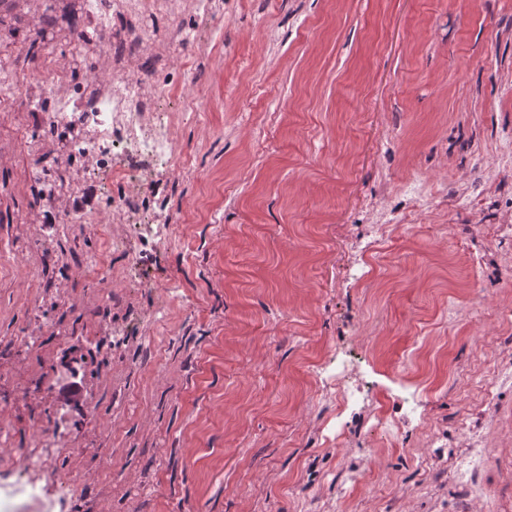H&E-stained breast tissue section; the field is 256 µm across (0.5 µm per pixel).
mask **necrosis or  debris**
<instances>
[{
	"instance_id": "obj_1",
	"label": "necrosis or debris",
	"mask_w": 512,
	"mask_h": 512,
	"mask_svg": "<svg viewBox=\"0 0 512 512\" xmlns=\"http://www.w3.org/2000/svg\"><path fill=\"white\" fill-rule=\"evenodd\" d=\"M25 8V40L35 45L41 77L19 74L14 58L1 54L0 112L22 102L36 114L34 130L22 132L33 160L25 178L56 211L59 236L72 224L95 231L112 222L157 249L175 244L186 218L162 190L175 175L198 173L177 146L168 106L177 101L208 111L198 76L222 43L214 20L223 0H66L52 12L45 0H27ZM160 14L179 23L162 55L153 27ZM99 176L122 183L123 192L102 211L73 207L83 184ZM70 449L55 428L41 427L35 450L16 462L32 477L0 485V512H20L28 503L55 512L75 486L55 472Z\"/></svg>"
}]
</instances>
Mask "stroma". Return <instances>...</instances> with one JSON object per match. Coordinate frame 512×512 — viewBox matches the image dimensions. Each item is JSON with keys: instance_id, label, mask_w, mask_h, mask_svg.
I'll return each mask as SVG.
<instances>
[{"instance_id": "obj_1", "label": "stroma", "mask_w": 512, "mask_h": 512, "mask_svg": "<svg viewBox=\"0 0 512 512\" xmlns=\"http://www.w3.org/2000/svg\"><path fill=\"white\" fill-rule=\"evenodd\" d=\"M228 2L212 109L176 121L200 173L166 186L181 241L139 243L156 292L87 277L125 269L102 233L21 223L37 189L0 131V442L30 447L37 420L76 440L60 512H459L465 417L482 512H512V388L488 415L476 385L512 352V0ZM379 204L397 224L376 240ZM332 349L366 414L323 400ZM47 360L53 399L17 406ZM404 362L420 421L369 432L404 413Z\"/></svg>"}]
</instances>
